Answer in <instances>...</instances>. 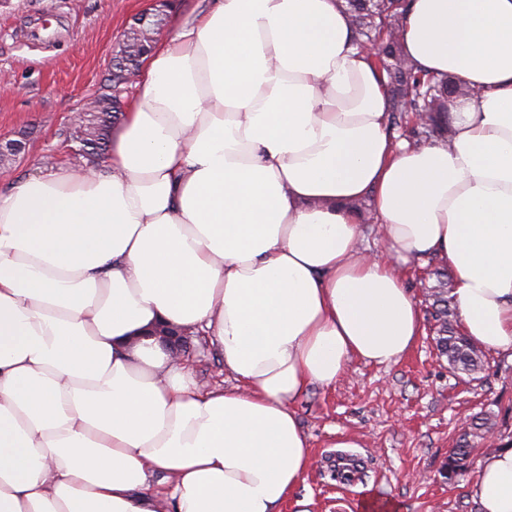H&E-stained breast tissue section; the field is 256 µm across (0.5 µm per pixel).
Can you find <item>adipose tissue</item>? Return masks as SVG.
Instances as JSON below:
<instances>
[{
    "mask_svg": "<svg viewBox=\"0 0 512 512\" xmlns=\"http://www.w3.org/2000/svg\"><path fill=\"white\" fill-rule=\"evenodd\" d=\"M401 43L476 89L451 138L399 140L346 0H208L99 167L0 191V512H278L311 457L294 402L421 334L414 260L452 269L461 333L512 358V0H408ZM162 325L208 336L236 386H200ZM470 490L512 512L511 447Z\"/></svg>",
    "mask_w": 512,
    "mask_h": 512,
    "instance_id": "1",
    "label": "adipose tissue"
}]
</instances>
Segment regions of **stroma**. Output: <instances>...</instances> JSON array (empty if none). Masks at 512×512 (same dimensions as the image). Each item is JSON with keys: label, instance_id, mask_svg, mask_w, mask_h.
<instances>
[{"label": "stroma", "instance_id": "stroma-1", "mask_svg": "<svg viewBox=\"0 0 512 512\" xmlns=\"http://www.w3.org/2000/svg\"><path fill=\"white\" fill-rule=\"evenodd\" d=\"M147 0H0V135H24V154L0 171V189L34 167L67 165L63 129L80 101L103 92L112 56ZM448 268L434 261L401 269L423 315V331L398 362L351 361L331 387L311 385L296 401L311 464L279 512H353L373 496L394 512H478L469 493L473 473L443 476L464 424L494 415L499 444L512 445V360L486 351L478 379L449 369L435 345L428 294ZM202 386L235 380L208 339L192 336L186 356ZM358 443L364 472L356 484L336 479L338 440Z\"/></svg>", "mask_w": 512, "mask_h": 512}]
</instances>
